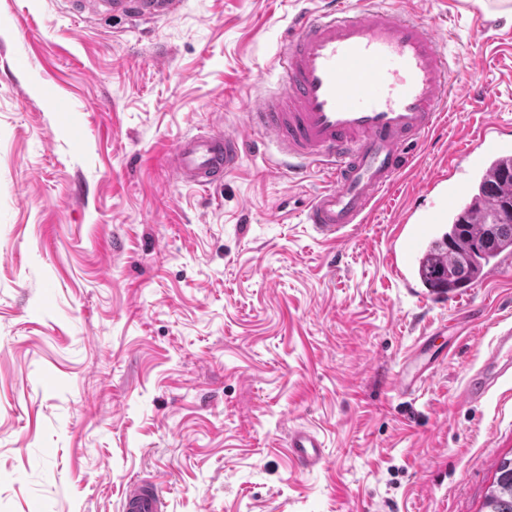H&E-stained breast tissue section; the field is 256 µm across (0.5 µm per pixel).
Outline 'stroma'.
<instances>
[{
    "instance_id": "stroma-1",
    "label": "stroma",
    "mask_w": 512,
    "mask_h": 512,
    "mask_svg": "<svg viewBox=\"0 0 512 512\" xmlns=\"http://www.w3.org/2000/svg\"><path fill=\"white\" fill-rule=\"evenodd\" d=\"M328 0H182L158 22L0 0V512H119L135 477L168 512H480L512 458V382L462 399L512 263L435 298L390 261L400 213L448 177V143L512 140V0H424L492 111L451 112L369 223L324 242L321 185L250 152L178 186L166 153L246 134L254 82L295 13ZM444 350L396 388L417 339ZM316 429L300 470L288 434ZM429 353V348L427 345V341H421L417 346L412 360L419 359ZM406 362L402 368L398 371V384L397 387L400 391L403 392H411L415 390L418 386H420L427 378L430 376L434 363L437 361V358H432V355L428 359V361L415 373L411 374L406 368L408 365ZM324 443L317 432L300 427L292 429L288 436V452L295 463L310 469L325 462Z\"/></svg>"
}]
</instances>
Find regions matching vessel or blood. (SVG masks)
<instances>
[{
    "label": "vessel or blood",
    "instance_id": "1",
    "mask_svg": "<svg viewBox=\"0 0 512 512\" xmlns=\"http://www.w3.org/2000/svg\"><path fill=\"white\" fill-rule=\"evenodd\" d=\"M181 0H77L79 10L123 14L160 21L176 13ZM275 87L260 93L246 122L262 149L276 148L290 173L305 179L322 171L325 184L309 200L304 221L323 239L340 240L347 228L367 223L384 192L405 170L415 149L440 127L450 98L461 106L487 103L477 89L457 94L453 59L433 22L415 11H401L384 0H332L317 13L295 14L285 32L275 67ZM250 147L244 137L208 128L185 135L169 154V166L184 187L221 184ZM512 157V141L484 129L465 147L449 148L465 179L487 178L496 165ZM463 181L442 190L439 203L417 214L399 246L403 269H411L435 225L443 223L451 199ZM427 343L415 357L424 358ZM432 363L416 372L400 369L397 387L410 392L430 376ZM512 379V324L497 328L486 360L465 382L463 397L477 402ZM295 463L310 469L325 461L317 432L300 427L288 436ZM157 482L131 480L119 512H166Z\"/></svg>",
    "mask_w": 512,
    "mask_h": 512
}]
</instances>
